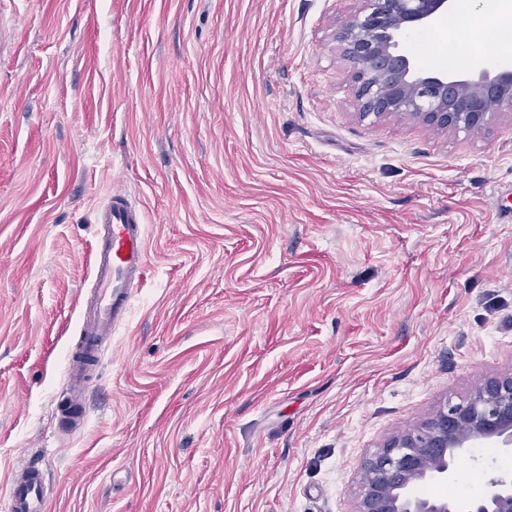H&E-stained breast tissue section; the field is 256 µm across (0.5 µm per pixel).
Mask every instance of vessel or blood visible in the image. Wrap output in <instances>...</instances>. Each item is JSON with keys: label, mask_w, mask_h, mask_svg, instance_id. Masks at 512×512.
I'll use <instances>...</instances> for the list:
<instances>
[{"label": "vessel or blood", "mask_w": 512, "mask_h": 512, "mask_svg": "<svg viewBox=\"0 0 512 512\" xmlns=\"http://www.w3.org/2000/svg\"><path fill=\"white\" fill-rule=\"evenodd\" d=\"M95 222V288L86 304L80 339L67 356L66 402L59 409L69 429L86 418L89 383L99 365V354L126 320L133 301L131 288L143 284L147 267L144 216L131 203L126 189L112 190ZM45 484L40 460L25 459L9 478L8 512H48Z\"/></svg>", "instance_id": "vessel-or-blood-1"}]
</instances>
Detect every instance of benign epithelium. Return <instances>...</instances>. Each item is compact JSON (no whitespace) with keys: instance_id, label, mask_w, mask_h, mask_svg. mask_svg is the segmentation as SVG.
Segmentation results:
<instances>
[{"instance_id":"benign-epithelium-1","label":"benign epithelium","mask_w":512,"mask_h":512,"mask_svg":"<svg viewBox=\"0 0 512 512\" xmlns=\"http://www.w3.org/2000/svg\"><path fill=\"white\" fill-rule=\"evenodd\" d=\"M336 31L350 63L359 117L408 118L442 130L476 133L512 112V66L471 79L421 72L400 44L434 24L451 0H360ZM512 454V373L481 384L466 401L447 404L392 437L365 461L356 512H512V473L489 477L481 497L463 505L418 494L428 482L456 479L455 462L477 442Z\"/></svg>"}]
</instances>
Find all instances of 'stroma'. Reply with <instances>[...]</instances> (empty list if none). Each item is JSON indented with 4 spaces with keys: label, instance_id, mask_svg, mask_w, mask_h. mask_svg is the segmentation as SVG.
<instances>
[{
    "label": "stroma",
    "instance_id": "stroma-1",
    "mask_svg": "<svg viewBox=\"0 0 512 512\" xmlns=\"http://www.w3.org/2000/svg\"><path fill=\"white\" fill-rule=\"evenodd\" d=\"M358 0H0V512H355L384 441L512 372V119H360ZM146 280L60 431L97 210ZM428 496H479L469 456ZM46 472L38 458L30 457L13 469L8 482L9 512H47Z\"/></svg>",
    "mask_w": 512,
    "mask_h": 512
}]
</instances>
